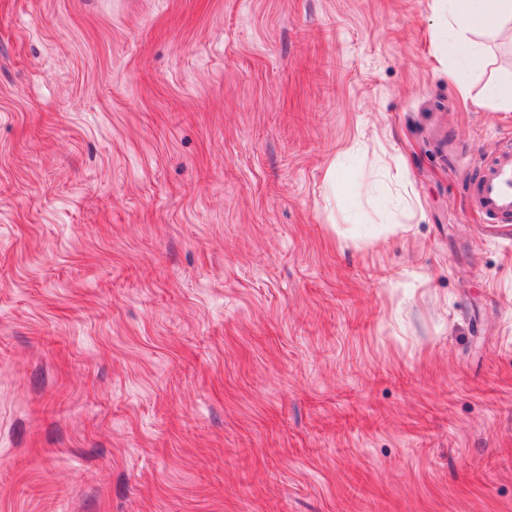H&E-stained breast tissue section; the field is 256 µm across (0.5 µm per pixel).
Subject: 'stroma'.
Listing matches in <instances>:
<instances>
[{
	"mask_svg": "<svg viewBox=\"0 0 512 512\" xmlns=\"http://www.w3.org/2000/svg\"><path fill=\"white\" fill-rule=\"evenodd\" d=\"M437 0H0V512H512V145ZM478 210L501 222L512 220V147L506 146L481 172L471 189Z\"/></svg>",
	"mask_w": 512,
	"mask_h": 512,
	"instance_id": "1",
	"label": "stroma"
}]
</instances>
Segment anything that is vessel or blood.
<instances>
[{
	"instance_id": "vessel-or-blood-1",
	"label": "vessel or blood",
	"mask_w": 512,
	"mask_h": 512,
	"mask_svg": "<svg viewBox=\"0 0 512 512\" xmlns=\"http://www.w3.org/2000/svg\"><path fill=\"white\" fill-rule=\"evenodd\" d=\"M478 210L493 219L512 220V147H505L498 157L481 170L471 189Z\"/></svg>"
}]
</instances>
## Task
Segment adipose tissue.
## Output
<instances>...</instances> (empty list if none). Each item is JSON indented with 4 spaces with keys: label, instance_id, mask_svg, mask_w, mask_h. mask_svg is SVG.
I'll return each mask as SVG.
<instances>
[{
    "label": "adipose tissue",
    "instance_id": "ef3b65f1",
    "mask_svg": "<svg viewBox=\"0 0 512 512\" xmlns=\"http://www.w3.org/2000/svg\"><path fill=\"white\" fill-rule=\"evenodd\" d=\"M443 11V25L451 35L441 41L439 51L458 62L454 77L465 93L471 72L483 63L474 34L491 32L512 40V0H447Z\"/></svg>",
    "mask_w": 512,
    "mask_h": 512
}]
</instances>
